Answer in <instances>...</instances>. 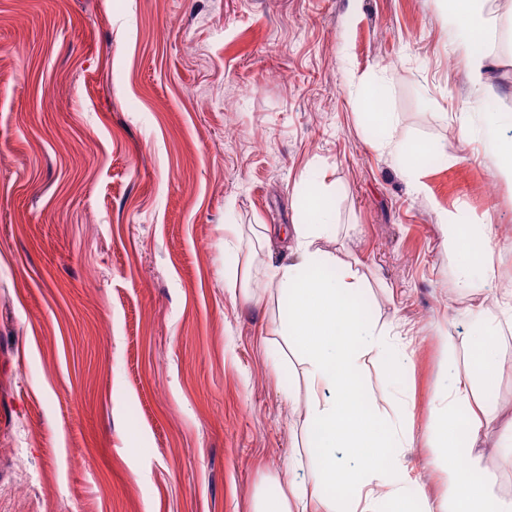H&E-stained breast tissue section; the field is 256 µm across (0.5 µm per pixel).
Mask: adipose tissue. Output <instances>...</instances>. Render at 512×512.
I'll return each instance as SVG.
<instances>
[{
	"label": "adipose tissue",
	"mask_w": 512,
	"mask_h": 512,
	"mask_svg": "<svg viewBox=\"0 0 512 512\" xmlns=\"http://www.w3.org/2000/svg\"><path fill=\"white\" fill-rule=\"evenodd\" d=\"M363 104L388 134L400 163L414 170L426 145L399 137L379 88L368 91ZM300 211L301 220L290 232L287 260L267 264L263 278L286 297L285 333L294 337L308 365L310 392L303 423L315 437L323 469L317 480L289 483L287 491L268 499L263 512H334L326 492L336 487L349 493L347 512H381L384 504L388 512H512V500L493 493L490 477L460 462L496 421L476 399L475 388L496 380L498 324L485 312L474 311L479 329L471 338L469 365L452 374L447 390L434 401L435 448L447 476V497L439 509L419 504L399 477L407 443L404 405L393 402L388 391L384 397L391 400V409L381 411L362 378L367 358L388 356L395 345L387 330L359 313L354 302L362 289L357 270L316 246L331 227L326 191L318 187L303 194ZM451 231L459 243L462 271L477 267L484 277H493L488 225L455 224ZM340 448L358 458V465L337 466Z\"/></svg>",
	"instance_id": "adipose-tissue-1"
}]
</instances>
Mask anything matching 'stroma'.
Masks as SVG:
<instances>
[{
  "label": "stroma",
  "mask_w": 512,
  "mask_h": 512,
  "mask_svg": "<svg viewBox=\"0 0 512 512\" xmlns=\"http://www.w3.org/2000/svg\"><path fill=\"white\" fill-rule=\"evenodd\" d=\"M486 9L490 98L446 0H0V512H255L318 473L283 293H243L316 180L319 248L405 353L366 386L406 402L405 475L443 502L433 401L512 289V0ZM373 86L441 166L396 161ZM443 213L490 225L495 279L462 280ZM476 453L512 498V442ZM464 64L467 68L468 75L472 84L482 93H491L492 87L487 83L486 69L488 61L485 56L467 52L464 57Z\"/></svg>",
  "instance_id": "obj_1"
}]
</instances>
